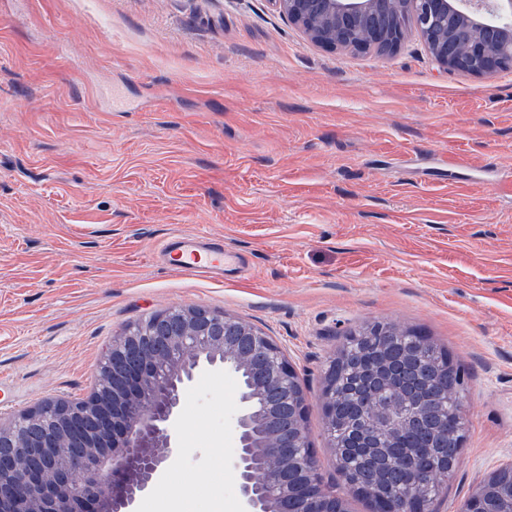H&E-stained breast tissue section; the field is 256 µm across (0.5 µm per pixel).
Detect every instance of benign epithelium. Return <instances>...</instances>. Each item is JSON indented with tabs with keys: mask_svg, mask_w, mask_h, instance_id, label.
Returning a JSON list of instances; mask_svg holds the SVG:
<instances>
[{
	"mask_svg": "<svg viewBox=\"0 0 512 512\" xmlns=\"http://www.w3.org/2000/svg\"><path fill=\"white\" fill-rule=\"evenodd\" d=\"M329 48L396 49L410 15L445 69L491 74L512 66V0H272ZM253 372L235 416L243 512L288 508V444L307 411L298 373L255 326L203 307L155 313L115 337L90 396L47 401L0 417V512H133L181 451L174 433L183 392L200 361ZM336 364L323 376V419H336ZM435 502L394 500L386 512H434Z\"/></svg>",
	"mask_w": 512,
	"mask_h": 512,
	"instance_id": "7a95c632",
	"label": "benign epithelium"
}]
</instances>
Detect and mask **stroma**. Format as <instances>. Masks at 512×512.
Masks as SVG:
<instances>
[{
  "label": "stroma",
  "instance_id": "35a3bbf8",
  "mask_svg": "<svg viewBox=\"0 0 512 512\" xmlns=\"http://www.w3.org/2000/svg\"><path fill=\"white\" fill-rule=\"evenodd\" d=\"M233 254L180 273L163 243ZM175 306L259 328L297 370L327 485L323 372L346 333L416 329L466 371L438 512L512 464V67L311 43L271 0H0V415L92 391ZM239 378L202 366L180 454L135 512H241Z\"/></svg>",
  "mask_w": 512,
  "mask_h": 512
}]
</instances>
